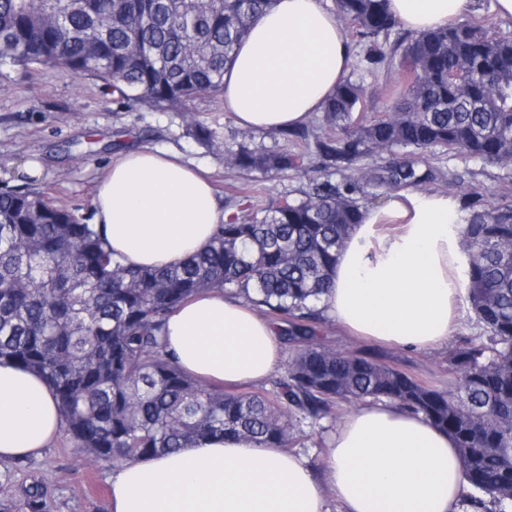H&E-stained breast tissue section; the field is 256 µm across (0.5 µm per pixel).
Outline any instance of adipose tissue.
Listing matches in <instances>:
<instances>
[{"label":"adipose tissue","mask_w":512,"mask_h":512,"mask_svg":"<svg viewBox=\"0 0 512 512\" xmlns=\"http://www.w3.org/2000/svg\"><path fill=\"white\" fill-rule=\"evenodd\" d=\"M475 0H387L420 33L447 27ZM353 51L323 0H276L224 74V109L254 130L290 129L321 112L347 78ZM94 222L124 263L164 267L211 241L225 214L211 182L173 152L135 149L98 183ZM447 195L400 190L369 209L340 252L321 299L352 336L398 347L447 344L460 320L466 256ZM166 345L184 372L214 386L258 383L280 369L277 329L253 306L205 292L177 307ZM64 419L46 381L0 365V460L40 455ZM111 512H463L464 466L454 441L382 403L353 410L326 441L325 464L232 437L144 457L112 472Z\"/></svg>","instance_id":"1"}]
</instances>
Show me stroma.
Masks as SVG:
<instances>
[{
    "label": "stroma",
    "mask_w": 512,
    "mask_h": 512,
    "mask_svg": "<svg viewBox=\"0 0 512 512\" xmlns=\"http://www.w3.org/2000/svg\"><path fill=\"white\" fill-rule=\"evenodd\" d=\"M203 123L219 137H229L236 125L223 100L201 97L190 119L170 112H137L117 108L98 84L61 69L8 70L0 75V189L30 186L35 191L77 208L92 218L96 183L112 158L132 148L179 153L207 171L221 203H228L246 175L224 167L220 153L209 151L186 134L188 121ZM39 161L40 178L17 175L18 165ZM456 202L476 194L488 204L512 200V168L474 169L447 187ZM326 344L357 355H369L441 387L455 385L448 368V350H419L369 344L336 328L324 334ZM16 479L0 484V512H30L26 489L41 485L51 512H109L108 477L112 465L95 463L60 437L40 456L0 461Z\"/></svg>",
    "instance_id": "obj_1"
}]
</instances>
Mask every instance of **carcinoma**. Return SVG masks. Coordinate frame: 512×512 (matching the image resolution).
I'll list each match as a JSON object with an SVG mask.
<instances>
[{
    "label": "carcinoma",
    "instance_id": "carcinoma-1",
    "mask_svg": "<svg viewBox=\"0 0 512 512\" xmlns=\"http://www.w3.org/2000/svg\"><path fill=\"white\" fill-rule=\"evenodd\" d=\"M275 0H0V70L61 68L112 94L121 109L191 112L219 99L224 69ZM362 46L357 69L398 72L389 107L365 111L347 79L321 115L277 135L296 148L234 142L195 123L186 134L239 173H290L297 195L234 211L209 246L168 268L128 267L75 209L30 190L0 192V364L40 374L74 447L96 462L138 460L209 436L267 448L304 444L303 424L344 406L389 402L447 432L482 512L512 502V202L477 196L461 239L467 303L479 334L448 350L453 388L316 340L321 296L368 204L398 190L451 186L448 160L512 158V37L481 22L390 42L385 0H336ZM212 289L263 312L292 347L272 388L230 392L185 373L164 341L170 312Z\"/></svg>",
    "mask_w": 512,
    "mask_h": 512
}]
</instances>
